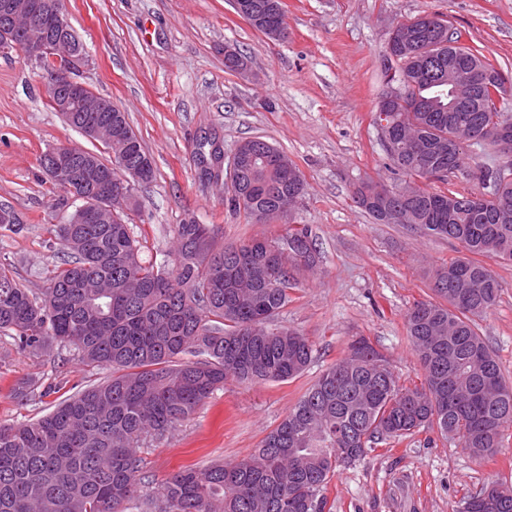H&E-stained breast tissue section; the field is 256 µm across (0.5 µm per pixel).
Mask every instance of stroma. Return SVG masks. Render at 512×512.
I'll list each match as a JSON object with an SVG mask.
<instances>
[{
  "label": "stroma",
  "instance_id": "1",
  "mask_svg": "<svg viewBox=\"0 0 512 512\" xmlns=\"http://www.w3.org/2000/svg\"><path fill=\"white\" fill-rule=\"evenodd\" d=\"M68 21L88 60L74 77L128 115L154 162L152 182L138 189L131 215L152 254L172 247V230L189 218L221 227V244L284 235L279 223L254 224L224 203V187L206 178L194 149L218 140L225 154L262 137L300 170L304 194L292 222L308 225L319 259L296 274L297 286L277 325L313 344L315 358L287 381L226 383L159 443L143 449L151 488L186 466L232 462L249 455L292 410L319 374L366 339L402 384L422 369L405 328L414 304L433 300L441 264L464 257L460 243L426 236L403 224H378L354 201L373 180L392 186L393 174L374 124L386 90L383 59L391 27L413 16H436L460 31L504 75L501 101L512 113V0H286L288 38L253 29L231 0H64ZM243 54L251 69L224 67V50ZM39 68L18 51L0 49V204L25 229H0V258L17 282L38 292L65 252L51 232L66 217L59 191L41 158L78 145L103 152L48 105ZM502 284L497 304L478 331L512 382V263L495 262ZM109 369L20 351L0 335V423L19 424L51 410L57 395L23 405L13 396L25 379L63 382L66 394L104 380ZM512 482V428L494 455L478 459L437 431L379 444L342 467L328 483L329 512H454L490 481Z\"/></svg>",
  "mask_w": 512,
  "mask_h": 512
}]
</instances>
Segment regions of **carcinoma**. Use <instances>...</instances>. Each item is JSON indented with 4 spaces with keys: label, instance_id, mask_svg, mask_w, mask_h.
<instances>
[{
    "label": "carcinoma",
    "instance_id": "obj_1",
    "mask_svg": "<svg viewBox=\"0 0 512 512\" xmlns=\"http://www.w3.org/2000/svg\"><path fill=\"white\" fill-rule=\"evenodd\" d=\"M411 39L423 53L392 46L384 77L405 73L414 81L417 105L389 104L390 121L413 131L418 150L407 157L384 149L387 159L416 186L406 203L407 224L431 236L467 243L469 256L440 266L432 290L437 301L415 304L405 325L423 368L420 383L402 385L387 360L364 341L325 369L288 416L247 457L180 470L155 496L136 497L141 449L160 441L228 380L286 381L307 369L313 345L300 333L270 328L296 287L293 276L270 268L274 287H254L251 266L264 258L257 239L219 243L217 224L189 220L173 228V250L158 261L129 222L117 224L99 204L112 185L113 161L149 159L123 112H64L83 133L104 131L110 158L80 152L95 174L77 193L67 186L79 175L50 181L64 192L55 207L74 208L53 225L67 250L65 266L52 271L41 292L22 288L9 263L0 264V333L41 356L56 347L82 362L111 369L106 380L65 397L56 407L20 425H0V512H326L325 487L342 465L364 458L388 440L435 427L445 438L486 458L502 447L512 427V385L477 332L476 319L499 300L502 286L487 261L509 256L512 223L493 222V210L448 214V204L466 195L430 186L447 183L448 171L467 164L465 143L501 148L495 126L512 125L494 93L503 79L477 49L443 46L425 51L430 30L411 18ZM481 68L493 76L483 90L481 111L450 112L438 97L431 72L448 61ZM250 203L274 206L298 187L287 174L261 161L238 174ZM362 205L388 224L386 205ZM288 246L291 261L316 249L312 230L291 228L272 245ZM56 386L27 380L13 389L31 404ZM456 512H512V484L492 481L461 501Z\"/></svg>",
    "mask_w": 512,
    "mask_h": 512
}]
</instances>
